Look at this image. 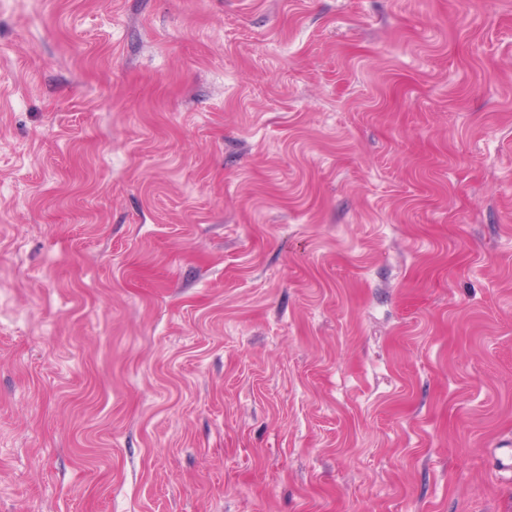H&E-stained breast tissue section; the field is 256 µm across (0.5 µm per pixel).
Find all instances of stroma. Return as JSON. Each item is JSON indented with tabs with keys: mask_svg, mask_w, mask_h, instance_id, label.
<instances>
[{
	"mask_svg": "<svg viewBox=\"0 0 512 512\" xmlns=\"http://www.w3.org/2000/svg\"><path fill=\"white\" fill-rule=\"evenodd\" d=\"M512 0H0V512H512Z\"/></svg>",
	"mask_w": 512,
	"mask_h": 512,
	"instance_id": "1",
	"label": "stroma"
}]
</instances>
